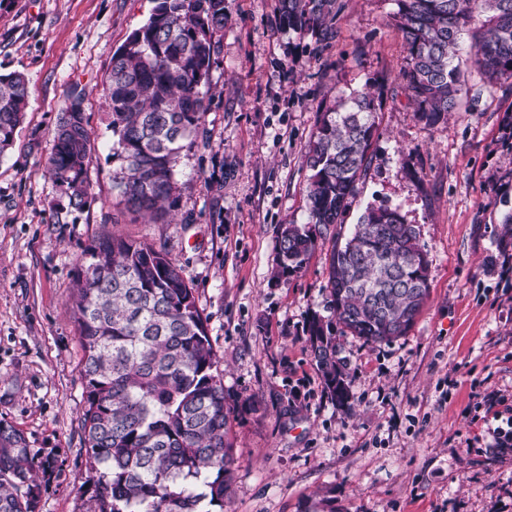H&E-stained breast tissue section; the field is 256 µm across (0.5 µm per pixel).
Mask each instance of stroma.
I'll return each mask as SVG.
<instances>
[{"label":"stroma","instance_id":"1","mask_svg":"<svg viewBox=\"0 0 512 512\" xmlns=\"http://www.w3.org/2000/svg\"><path fill=\"white\" fill-rule=\"evenodd\" d=\"M336 37L282 31L278 0H226L211 70L206 139L176 165L172 224L117 204L101 78L152 0H0V74L29 98L0 157V420L53 458L39 512H91L81 426L84 359L73 292L80 259L118 235L163 246L208 320L233 413L235 464L224 512H512V453L485 421L512 405V79L467 66L457 108L431 128L405 89L394 0H338ZM84 103L93 200L68 207L46 173L64 92ZM375 97L372 162L343 226L368 205L397 208L430 262V297L406 336L371 345L337 335L350 399L337 404L307 326L328 315L329 246L273 277L281 225L302 221L307 144L323 112L355 90Z\"/></svg>","mask_w":512,"mask_h":512}]
</instances>
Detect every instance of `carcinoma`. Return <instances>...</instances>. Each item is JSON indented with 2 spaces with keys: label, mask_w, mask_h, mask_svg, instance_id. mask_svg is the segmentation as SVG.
Segmentation results:
<instances>
[{
  "label": "carcinoma",
  "mask_w": 512,
  "mask_h": 512,
  "mask_svg": "<svg viewBox=\"0 0 512 512\" xmlns=\"http://www.w3.org/2000/svg\"><path fill=\"white\" fill-rule=\"evenodd\" d=\"M146 22L112 54L103 78L119 202L148 223L172 217L174 165L182 142L204 132L203 91L220 52L225 0H153ZM407 48L403 73L417 116L429 126L457 106L461 39L491 81L512 79V0H395ZM336 0H279V27L321 46L336 38ZM65 93L47 171L68 206L89 203L93 163L84 102ZM28 103L19 72L0 75V156L13 145ZM321 114L305 153L310 175L304 222L281 225L280 269L296 273L343 223L368 170L376 105L368 91ZM74 314L85 352L82 426L93 476V512H224L234 462L230 407L206 318L184 269L161 246L105 237L86 250ZM331 316L313 313L311 353L326 387L348 399L336 325L370 344L406 335L430 292L427 253L415 227L389 206L369 205L332 245ZM53 462L0 420V512H38L36 477Z\"/></svg>",
  "instance_id": "1"
}]
</instances>
